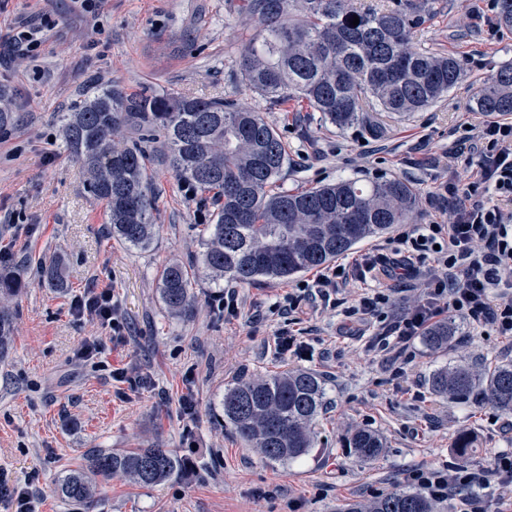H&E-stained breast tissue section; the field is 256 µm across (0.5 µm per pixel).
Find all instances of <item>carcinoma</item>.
<instances>
[{
    "label": "carcinoma",
    "mask_w": 512,
    "mask_h": 512,
    "mask_svg": "<svg viewBox=\"0 0 512 512\" xmlns=\"http://www.w3.org/2000/svg\"><path fill=\"white\" fill-rule=\"evenodd\" d=\"M433 0H388L357 8L351 0H245L246 19L257 32L245 47V80L279 101L300 98L338 128L362 122L365 105L384 112H419L433 106L462 77V60L411 47ZM358 16L359 25L350 21ZM480 112L512 113V64L481 85ZM68 150L89 174L90 192L109 211L112 238L147 249L155 238L151 154L163 141L182 185L217 203L203 251L194 262L167 265L159 290L167 309L188 316L194 309L192 268L211 277L253 284L287 280L350 251L356 244L408 224L418 190L398 177L362 183L341 179L302 191L273 190L288 162V145L262 115L224 98L159 93L144 87L126 93L101 88L62 114ZM130 130L133 138L124 136ZM24 270L0 271V297L16 294ZM453 327L435 324L424 341L448 345ZM433 394L452 400L480 398L512 414V363L492 367L456 364L430 378ZM324 380L308 370L256 376L224 390L222 422L269 463L307 455L315 422L325 409ZM364 461L384 444L375 432L355 429L346 440ZM181 460L154 445L113 453L90 450L59 484L62 497L94 512L101 490L120 475L139 486L175 477ZM342 512H438L419 490H399L371 502L349 503Z\"/></svg>",
    "instance_id": "carcinoma-1"
}]
</instances>
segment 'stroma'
Masks as SVG:
<instances>
[{"mask_svg":"<svg viewBox=\"0 0 512 512\" xmlns=\"http://www.w3.org/2000/svg\"><path fill=\"white\" fill-rule=\"evenodd\" d=\"M242 0H0V43L28 22L41 27L34 53L0 52V85L13 121L0 130V252L26 267L24 286L9 303L11 347L0 358V469L13 480L38 474L43 512H74L56 491L60 476L88 449L119 452L161 443L184 467L172 480L141 487L115 478L96 512H338L409 489L408 474L456 461L458 431L472 440L468 458L489 465L512 449V415L484 401L436 397L434 370L466 357L472 364L512 361V344L469 329L459 316L456 344L431 350L416 339L407 373L391 381L382 353L371 347L373 326L352 328L341 309H306L258 323L247 314L268 309L295 280L240 286L244 316L225 317L217 289L197 273L191 317L170 315L158 281L170 262L193 261L210 217L162 157L153 161L157 233L140 251L115 241L106 205L87 190L88 175L63 143L61 116L103 86L132 92L230 97L260 112L288 144L279 184L308 189L342 178L399 177L419 189L417 223H447L456 175L476 163L448 152L468 124L487 121L473 109L474 86L512 63V29L500 26L495 0H435L419 28L420 49L463 59L466 78L437 105L408 115L371 112L366 123L339 129L301 100L274 105L242 77L239 57L254 34L243 25ZM56 262L63 288L50 287L44 263ZM90 288L111 289L131 335L108 345L105 369H81L71 357L97 322L72 313ZM302 330L311 355L279 354L274 334ZM129 366L152 388L118 398L109 370ZM306 369L325 382L327 409L314 448L292 464L269 463L230 429L217 425L228 386L254 375ZM357 428L378 433L385 448L366 462L345 445Z\"/></svg>","mask_w":512,"mask_h":512,"instance_id":"1","label":"stroma"}]
</instances>
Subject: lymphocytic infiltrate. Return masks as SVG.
I'll list each match as a JSON object with an SVG mask.
<instances>
[{"mask_svg":"<svg viewBox=\"0 0 512 512\" xmlns=\"http://www.w3.org/2000/svg\"><path fill=\"white\" fill-rule=\"evenodd\" d=\"M475 155L479 170L474 180L453 189L454 207L447 223L402 225L395 241L402 256L383 252L364 254L352 267L331 264L317 270L275 302L272 312L284 315L311 304L329 301L340 280L358 278L408 280L427 265L426 288L421 300L401 315L386 316L385 290L373 289L360 298L348 316L378 323L374 342L387 354L394 377L405 374L410 347L441 309L462 317L470 327L491 328L512 342V121L482 125L460 139L449 158ZM77 316L96 320L113 337L126 336V326L109 290L78 298ZM409 482L435 501H457L459 512H486L485 492L494 485H512V453L494 455L486 466L461 463L450 468H418ZM44 495L33 482L17 483L0 469V505L12 512H42Z\"/></svg>","mask_w":512,"mask_h":512,"instance_id":"obj_1","label":"lymphocytic infiltrate"}]
</instances>
